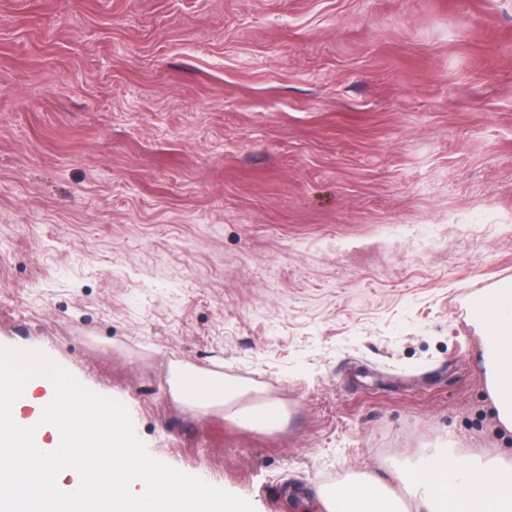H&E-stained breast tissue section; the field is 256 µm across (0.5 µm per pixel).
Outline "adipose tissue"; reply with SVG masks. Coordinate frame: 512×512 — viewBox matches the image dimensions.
I'll list each match as a JSON object with an SVG mask.
<instances>
[{
	"mask_svg": "<svg viewBox=\"0 0 512 512\" xmlns=\"http://www.w3.org/2000/svg\"><path fill=\"white\" fill-rule=\"evenodd\" d=\"M480 340L483 370L493 420L512 432V283L483 293L469 309ZM173 396L206 410L225 407L229 421L257 430H269L283 420L272 400L240 408L253 388L245 382L212 373L172 381ZM456 441L433 449L415 473L396 472L394 484L373 474L348 477L333 490L318 489L325 512H512V452L460 453Z\"/></svg>",
	"mask_w": 512,
	"mask_h": 512,
	"instance_id": "adipose-tissue-1",
	"label": "adipose tissue"
}]
</instances>
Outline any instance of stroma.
Masks as SVG:
<instances>
[{"label":"stroma","mask_w":512,"mask_h":512,"mask_svg":"<svg viewBox=\"0 0 512 512\" xmlns=\"http://www.w3.org/2000/svg\"><path fill=\"white\" fill-rule=\"evenodd\" d=\"M512 281V0H0V346L256 512L492 431L468 323ZM245 381L260 432L172 395Z\"/></svg>","instance_id":"obj_1"}]
</instances>
